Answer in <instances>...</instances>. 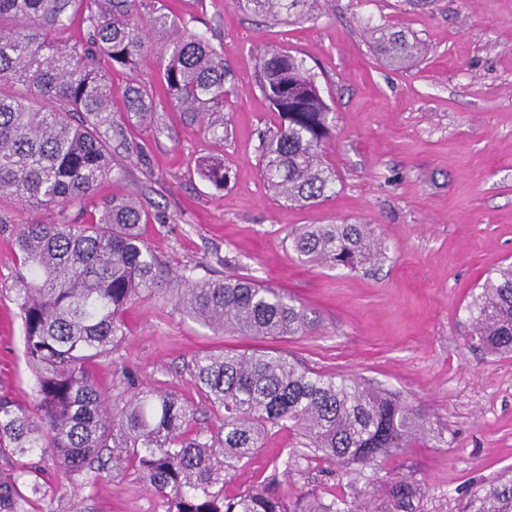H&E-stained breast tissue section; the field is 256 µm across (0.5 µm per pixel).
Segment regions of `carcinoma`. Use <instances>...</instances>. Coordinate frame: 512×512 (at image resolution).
Wrapping results in <instances>:
<instances>
[{
	"label": "carcinoma",
	"instance_id": "1",
	"mask_svg": "<svg viewBox=\"0 0 512 512\" xmlns=\"http://www.w3.org/2000/svg\"><path fill=\"white\" fill-rule=\"evenodd\" d=\"M264 20L304 21L318 0H236ZM77 24L80 43L65 33ZM163 40L159 82L168 102L224 140V58L187 28L165 0H0V199L33 205L45 217L17 226L14 301L24 354L36 378L33 408L0 396V458L56 449L57 465L93 486L107 469L132 471L166 512H420L423 487L400 472L352 497L304 491L289 501L270 487L224 496V481L249 462L274 429H292L305 447L337 465L348 484L379 457L418 440L442 438L429 416L357 377L312 371L273 352L222 351L192 362L191 374L216 431L194 426L178 394L142 386L123 374L126 398L108 404L94 362L125 339L128 305L165 282L185 313L221 333L250 338L297 336L313 329L308 310L274 288L237 276L196 277L173 269L144 238L150 214L130 195L97 200L112 177V142L125 123L152 122L153 87L133 83L125 112L112 111V70L134 68ZM373 48L406 68L424 46L377 27ZM258 88L278 115L260 143L261 172L287 206L313 207L335 191L324 159L330 108L305 62L277 50L259 61ZM200 175L227 186L224 158L198 160ZM298 258L328 268L376 265L384 257L370 224H310L296 229ZM471 341L512 354V266L482 284L469 306ZM49 484L31 463L0 476V512H33ZM462 512H512V476L482 486Z\"/></svg>",
	"mask_w": 512,
	"mask_h": 512
}]
</instances>
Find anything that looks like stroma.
I'll return each mask as SVG.
<instances>
[{"label":"stroma","instance_id":"1","mask_svg":"<svg viewBox=\"0 0 512 512\" xmlns=\"http://www.w3.org/2000/svg\"><path fill=\"white\" fill-rule=\"evenodd\" d=\"M168 5L224 53L231 91L224 139L206 140L199 123L159 101L152 127L115 145L114 176L96 196L136 197L152 216L147 242L171 267L254 279L305 305L316 326L274 340L217 335L161 288L128 306L125 341L94 364L105 396L120 401L126 369L197 405L196 427L214 429L218 420L198 404L192 360L277 350L423 405L443 441L413 444L358 480L408 474L424 487L422 512H458L476 489L512 471V357L471 342L468 312L486 278L512 263V0H436L426 10L405 0H321L316 20L297 23L262 21L235 0ZM376 26L414 35L425 54L405 70L387 66L368 40ZM268 48L303 58L332 109L325 158L339 180L313 207L285 206L259 167L261 138L278 122L257 87ZM208 153L222 155L230 170L224 189L196 170ZM42 216L0 203V394L24 407L35 399L36 379L13 301V226ZM305 224L374 225L386 259L359 270L300 262L292 237ZM288 457L298 469L277 477L282 498L304 487L345 492L338 470L284 429L225 484V495L264 486ZM54 459V449L40 448L29 459H0V472L29 460L46 467L50 488L38 512H164L136 474L89 488L57 471Z\"/></svg>","mask_w":512,"mask_h":512}]
</instances>
